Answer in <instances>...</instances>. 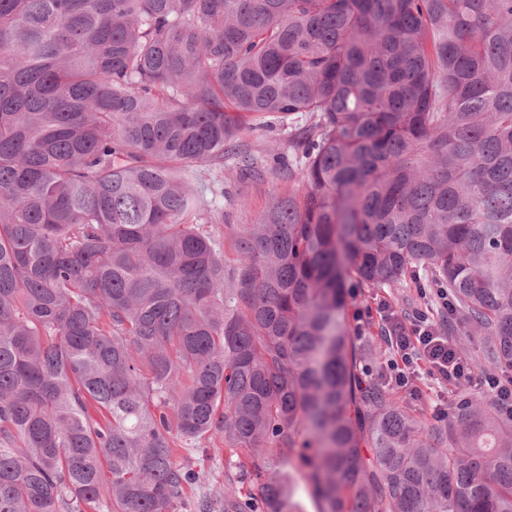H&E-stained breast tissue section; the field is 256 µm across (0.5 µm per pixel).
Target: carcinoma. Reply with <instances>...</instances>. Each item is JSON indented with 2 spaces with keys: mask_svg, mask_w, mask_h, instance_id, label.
I'll return each instance as SVG.
<instances>
[{
  "mask_svg": "<svg viewBox=\"0 0 512 512\" xmlns=\"http://www.w3.org/2000/svg\"><path fill=\"white\" fill-rule=\"evenodd\" d=\"M302 196L197 189L242 120ZM448 289L512 372V0H0V512H175L218 435L224 512H512V417L427 423L345 310ZM255 121H247L246 129L240 134V149L246 155L258 162L268 163L270 151L273 149L288 156V130L278 124L273 128H258ZM249 127V128H248ZM240 158L224 156V196H218L216 199L217 207L224 214V222L211 224L209 228L217 236L223 233L224 250L230 257H234V254L225 230L227 224L235 227L256 224L275 198L288 193L300 196L304 192V186L297 180H288L286 168L274 170L268 165L263 178L241 180Z\"/></svg>",
  "mask_w": 512,
  "mask_h": 512,
  "instance_id": "cac0c4a2",
  "label": "carcinoma"
}]
</instances>
